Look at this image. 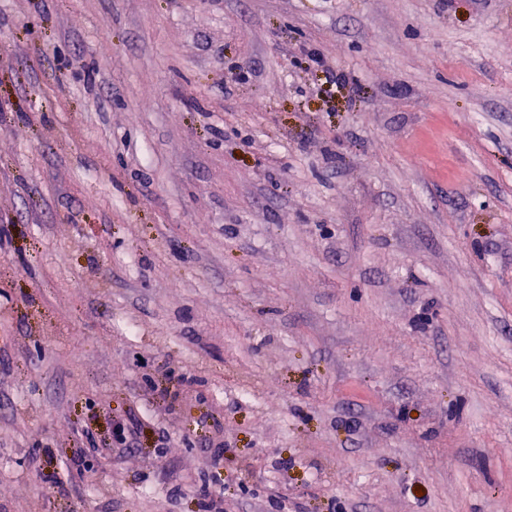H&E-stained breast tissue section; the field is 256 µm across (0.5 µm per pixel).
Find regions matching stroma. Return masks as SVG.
I'll return each instance as SVG.
<instances>
[{
    "label": "stroma",
    "mask_w": 512,
    "mask_h": 512,
    "mask_svg": "<svg viewBox=\"0 0 512 512\" xmlns=\"http://www.w3.org/2000/svg\"><path fill=\"white\" fill-rule=\"evenodd\" d=\"M0 44V512H512V0Z\"/></svg>",
    "instance_id": "stroma-1"
}]
</instances>
